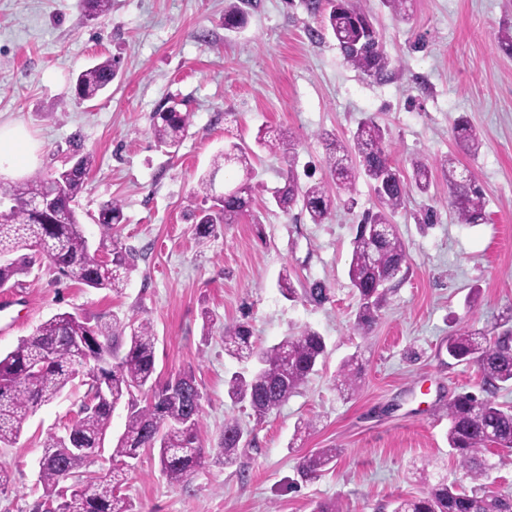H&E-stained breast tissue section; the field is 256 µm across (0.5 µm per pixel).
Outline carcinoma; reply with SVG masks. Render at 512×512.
Returning a JSON list of instances; mask_svg holds the SVG:
<instances>
[{"instance_id":"1","label":"carcinoma","mask_w":512,"mask_h":512,"mask_svg":"<svg viewBox=\"0 0 512 512\" xmlns=\"http://www.w3.org/2000/svg\"><path fill=\"white\" fill-rule=\"evenodd\" d=\"M395 20L410 18L411 0H381ZM308 8L324 11V29L336 40L344 61L361 73L383 80L391 74L392 61L387 55L380 28L363 0H309ZM247 23L246 12L233 5L224 12V27L239 29ZM117 74L116 65L106 59L83 71L75 81L79 99L90 101L105 91ZM156 141L166 147L180 145L191 126V114L179 104L170 102L152 116ZM387 131L372 119L359 123L354 134V150L336 143L335 135L326 132L327 153L324 166L338 193L349 195L356 179L369 181L376 198L374 208L363 212L352 242L348 277L358 297L354 327L367 332L376 323L378 312L386 301L390 285L406 263V249L393 215L403 207L412 192L427 194L431 188V171L440 168L448 179V203L461 224H480L486 220V194L477 180L457 172L456 160L444 156L434 164L415 158L412 176L406 178L392 160L386 145ZM455 139L460 149L475 155L481 148L476 130L465 116L455 122ZM257 147L279 152L293 159L296 141L285 132H260ZM254 150L245 143H233L218 154L209 172L200 176L188 216L195 234L211 236L219 224H234L252 209L254 186L251 158ZM231 161L244 171V179L224 191V199L213 202L212 175ZM96 164L88 153L68 169L54 174L38 171L21 183L0 181V202L10 203L0 209V285L13 286L12 280L33 267L30 245L35 243L51 260L54 270L63 278L87 288L119 292L124 288L133 266L134 254L112 239L111 260L104 261L100 250H91L81 224L76 202L82 192L86 174ZM55 198L52 207L36 212L35 200ZM275 206L287 213L301 207L313 224L324 223L331 215L336 197L325 182L300 184L293 170H288L285 184L273 195ZM95 223L114 230L124 222L122 204L112 200L101 207ZM24 254L17 255L18 251ZM125 329L117 317L110 323L90 324V320L70 312L57 313L41 323L34 334L16 348L0 355V446L14 444L24 422L35 410L55 400L73 384L80 369L88 364L93 346L114 351V342ZM74 336H90L92 344L79 347ZM248 324L224 327V351L240 361L254 360L256 370L248 377L233 374L227 381V395L234 404H246L261 418L286 401L308 377L326 354V343L320 333L310 327L287 336L279 343L259 348L251 341ZM156 336L152 325L142 320L131 329L124 354L111 368H100L107 380L112 404L83 408L63 426L62 433L50 432L44 442L48 453L64 456L60 464H47L40 469L39 483L44 498L60 494V482L72 477L90 460L88 450L99 449L112 417L122 401H127L125 430L112 448V469L103 476L81 483L82 491L67 495L63 512H136L135 505L121 493L125 480L124 465L145 451L158 455L162 473L172 483L184 481L190 474L208 464L201 448L203 395L192 371L184 372L159 384L154 377ZM448 357L475 364L482 373L483 395L459 393L448 400L447 441L470 482L476 484L488 477L491 465L485 451L495 444L512 452V406L496 400L500 389L512 385V308L497 316L490 327L479 329L468 321L459 323L448 336ZM41 366L40 372L28 377V369ZM361 368L354 356L339 367L334 383L344 397L359 388ZM145 395L146 404H137V395ZM242 428L234 420L224 422V432L216 460L224 465L236 463ZM75 447L69 452L67 448ZM338 450L321 448L301 458L297 474L313 479L336 462ZM424 490L418 496L398 498L393 512H512V494H482L479 488L466 489L455 482L430 481L422 473Z\"/></svg>"}]
</instances>
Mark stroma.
<instances>
[{"label":"stroma","mask_w":512,"mask_h":512,"mask_svg":"<svg viewBox=\"0 0 512 512\" xmlns=\"http://www.w3.org/2000/svg\"><path fill=\"white\" fill-rule=\"evenodd\" d=\"M232 0H112L107 16L88 18L78 0H0V123L17 121L37 146L38 170L69 167L85 153L97 164L77 210L92 248L119 240L136 258L120 292L87 288L35 264L15 288L0 290V353L57 312L91 320H148L156 336L158 381L192 370L204 394V452L215 455L224 422L233 419L247 444L231 466L215 462L180 484L169 483L156 455L126 469L122 491L137 512H311L339 501L343 512H391L397 498L419 495L417 471L461 480L448 453V401L480 393L476 367L448 356L456 319L489 325L512 306V55L498 47L512 26V0H413L409 21L392 19L379 0L366 6L385 50L397 62L387 81L344 61L334 39H316L322 17L305 0H250L248 23L224 27ZM106 58L117 75L106 92L83 102L74 77ZM191 112L178 150L152 134L154 112L169 101ZM467 116L482 139L476 156L459 154L453 122ZM386 128L391 157L410 173L414 157L458 154L486 191L487 221L458 223L448 183L434 172L429 195L410 193L393 222L407 262L371 332L354 328L357 297L347 276L351 242L376 199L357 180L353 205L337 202L330 218L310 223L299 210L272 204L288 170L300 182L325 177L322 133L352 146L359 122ZM281 130L297 144L294 159L267 150L252 160V216L197 237L186 206L213 156L233 143H253L258 130ZM118 200L125 222L110 235L95 224L101 206ZM438 220L422 227L427 207ZM321 282L330 299L318 305L285 298L277 279ZM213 318L203 328V314ZM248 320L258 346L301 328L317 330L327 357L287 401L256 418L225 393L233 373L253 365L224 352V328ZM358 354L363 378L352 398L333 379L341 360ZM82 383L42 405L0 465L12 482L0 490V512H36L44 441L76 413ZM317 421L294 440L295 425ZM338 449L317 479L296 472L304 455Z\"/></svg>","instance_id":"35a3bbf8"}]
</instances>
